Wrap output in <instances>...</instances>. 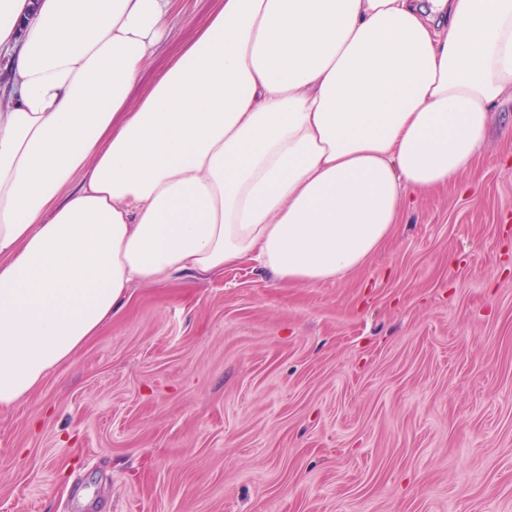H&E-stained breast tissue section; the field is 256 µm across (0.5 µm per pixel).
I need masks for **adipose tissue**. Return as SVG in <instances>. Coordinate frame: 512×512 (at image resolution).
Instances as JSON below:
<instances>
[{
  "instance_id": "adipose-tissue-1",
  "label": "adipose tissue",
  "mask_w": 512,
  "mask_h": 512,
  "mask_svg": "<svg viewBox=\"0 0 512 512\" xmlns=\"http://www.w3.org/2000/svg\"><path fill=\"white\" fill-rule=\"evenodd\" d=\"M183 10L0 0V407L134 284L360 268L512 99V0H214L130 105Z\"/></svg>"
}]
</instances>
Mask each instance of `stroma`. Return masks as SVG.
Returning a JSON list of instances; mask_svg holds the SVG:
<instances>
[{
    "instance_id": "obj_1",
    "label": "stroma",
    "mask_w": 512,
    "mask_h": 512,
    "mask_svg": "<svg viewBox=\"0 0 512 512\" xmlns=\"http://www.w3.org/2000/svg\"><path fill=\"white\" fill-rule=\"evenodd\" d=\"M190 0L132 91L194 34ZM360 269L141 283L0 408V512H512V100Z\"/></svg>"
}]
</instances>
